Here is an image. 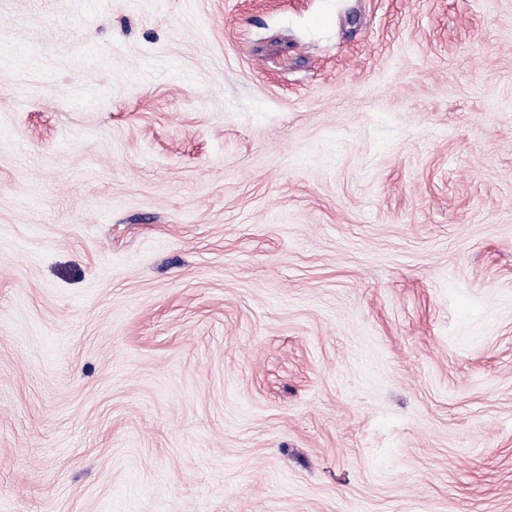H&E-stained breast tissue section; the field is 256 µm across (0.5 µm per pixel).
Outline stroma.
<instances>
[{
  "instance_id": "1",
  "label": "stroma",
  "mask_w": 512,
  "mask_h": 512,
  "mask_svg": "<svg viewBox=\"0 0 512 512\" xmlns=\"http://www.w3.org/2000/svg\"><path fill=\"white\" fill-rule=\"evenodd\" d=\"M0 512H512V0H0Z\"/></svg>"
}]
</instances>
